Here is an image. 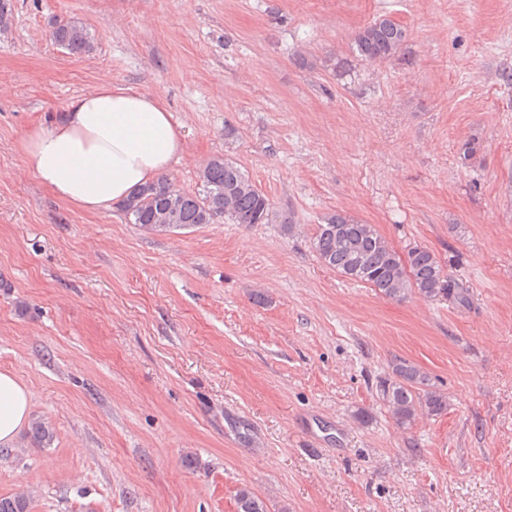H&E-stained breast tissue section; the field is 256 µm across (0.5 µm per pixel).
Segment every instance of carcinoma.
Instances as JSON below:
<instances>
[{
	"mask_svg": "<svg viewBox=\"0 0 512 512\" xmlns=\"http://www.w3.org/2000/svg\"><path fill=\"white\" fill-rule=\"evenodd\" d=\"M54 41L72 55L89 51L90 36L77 22L59 24ZM407 38L405 28L394 20L379 18L355 37L356 51L369 60H384L400 51ZM203 193L181 195L177 230L227 219L234 224H264L270 214L269 199L251 182L236 162L216 157L202 172ZM172 185L166 178L140 189L124 211L131 223L152 231L156 214L167 204ZM313 248L328 268L344 277L370 285L382 296L403 299L415 291L426 298L448 297L462 304L463 293L455 288L436 255L422 246H412L401 257L371 224L346 213H332L318 226ZM380 395L399 427L407 428L421 414L439 415L448 409L447 396L435 389L427 374L415 363L397 359L380 381ZM237 512H269L266 502L244 487L236 494ZM31 502L20 493L0 497V512H30Z\"/></svg>",
	"mask_w": 512,
	"mask_h": 512,
	"instance_id": "obj_1",
	"label": "carcinoma"
}]
</instances>
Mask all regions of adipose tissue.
<instances>
[{
	"mask_svg": "<svg viewBox=\"0 0 512 512\" xmlns=\"http://www.w3.org/2000/svg\"><path fill=\"white\" fill-rule=\"evenodd\" d=\"M20 150L29 174L57 198L101 213L166 175L184 145L180 125L158 98L105 80L50 125L29 130ZM31 412L29 387L1 370L0 447L13 446Z\"/></svg>",
	"mask_w": 512,
	"mask_h": 512,
	"instance_id": "ef3b65f1",
	"label": "adipose tissue"
}]
</instances>
